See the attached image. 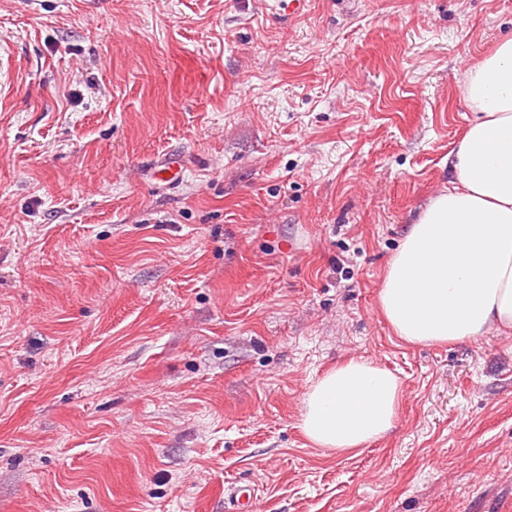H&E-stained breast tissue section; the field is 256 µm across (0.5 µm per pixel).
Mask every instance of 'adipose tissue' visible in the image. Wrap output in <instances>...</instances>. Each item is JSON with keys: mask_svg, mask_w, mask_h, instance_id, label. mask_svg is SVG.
Segmentation results:
<instances>
[{"mask_svg": "<svg viewBox=\"0 0 512 512\" xmlns=\"http://www.w3.org/2000/svg\"><path fill=\"white\" fill-rule=\"evenodd\" d=\"M471 110L447 188L421 210L389 260L379 310L414 345L512 333V35L466 73ZM401 379L358 357L308 387L299 427L318 448L363 449L396 426Z\"/></svg>", "mask_w": 512, "mask_h": 512, "instance_id": "ef3b65f1", "label": "adipose tissue"}]
</instances>
